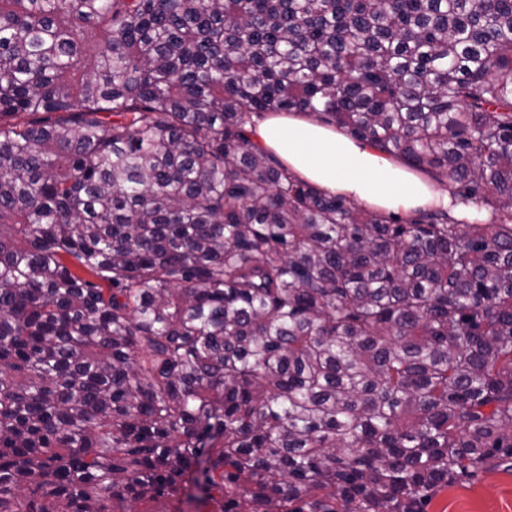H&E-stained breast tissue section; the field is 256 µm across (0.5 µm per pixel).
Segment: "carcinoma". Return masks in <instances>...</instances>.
<instances>
[{
  "instance_id": "carcinoma-1",
  "label": "carcinoma",
  "mask_w": 512,
  "mask_h": 512,
  "mask_svg": "<svg viewBox=\"0 0 512 512\" xmlns=\"http://www.w3.org/2000/svg\"><path fill=\"white\" fill-rule=\"evenodd\" d=\"M277 112L473 209L323 193ZM491 459L512 0H0V512H423Z\"/></svg>"
}]
</instances>
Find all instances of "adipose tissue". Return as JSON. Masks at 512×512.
Segmentation results:
<instances>
[{"mask_svg":"<svg viewBox=\"0 0 512 512\" xmlns=\"http://www.w3.org/2000/svg\"><path fill=\"white\" fill-rule=\"evenodd\" d=\"M255 140L300 178L389 214L451 202L428 176L308 116L266 115L256 123Z\"/></svg>","mask_w":512,"mask_h":512,"instance_id":"adipose-tissue-1","label":"adipose tissue"}]
</instances>
